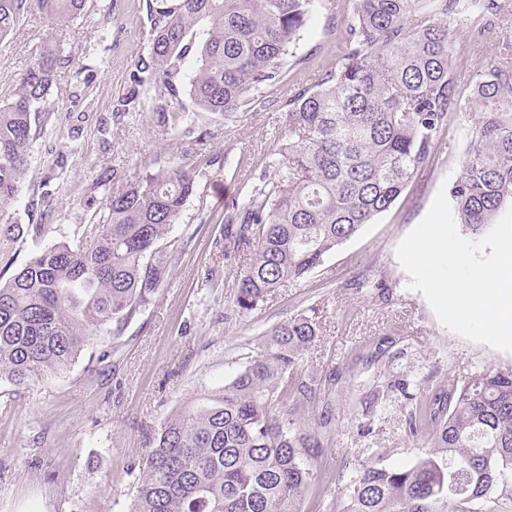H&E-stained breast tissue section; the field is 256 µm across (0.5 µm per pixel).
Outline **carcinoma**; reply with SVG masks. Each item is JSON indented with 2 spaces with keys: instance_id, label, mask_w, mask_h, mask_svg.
Segmentation results:
<instances>
[{
  "instance_id": "1",
  "label": "carcinoma",
  "mask_w": 512,
  "mask_h": 512,
  "mask_svg": "<svg viewBox=\"0 0 512 512\" xmlns=\"http://www.w3.org/2000/svg\"><path fill=\"white\" fill-rule=\"evenodd\" d=\"M312 0H145L151 42L139 64L158 98L179 94L186 61L191 106H158L175 141L203 114L238 118L280 85L288 47ZM347 0L335 61L317 84L297 82L284 98L280 146L251 188L224 201V257L255 248L239 272L233 305L256 309L285 283L302 285L324 258L388 210L426 168L456 119L463 70L454 30L471 17L494 27L498 0ZM58 31L94 0H0V38L32 7ZM484 47L471 76L477 118L450 195L459 223L478 234L512 202V34ZM69 63L44 45L14 96L0 105V264L42 224H18L9 208L52 112L46 98ZM197 169L174 162L140 180L105 187L97 221L78 239L39 251L8 278L0 274V380L23 386L58 373L94 340L121 336L170 275L159 244L195 194ZM315 317L300 312L264 333L260 353L224 387L174 413L152 440L129 512H300L321 452L318 433L277 406L314 399L298 375L315 345ZM409 435L432 451L410 466L378 460L359 467L336 512H475L512 498V368L448 380L445 393L416 406Z\"/></svg>"
}]
</instances>
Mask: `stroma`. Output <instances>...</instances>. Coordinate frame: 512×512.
<instances>
[{
    "mask_svg": "<svg viewBox=\"0 0 512 512\" xmlns=\"http://www.w3.org/2000/svg\"><path fill=\"white\" fill-rule=\"evenodd\" d=\"M74 20L62 43L70 62L58 68L48 95L56 110L33 147L27 180L10 209L15 221L48 220L26 239L15 267L80 232L100 209L102 170L132 182L172 158L195 168L203 155L229 156L238 167L197 179V194L168 235L172 277L108 358L89 345L64 372L17 387L0 381V512H128L151 437L186 403L221 389L261 349L264 332L291 315L316 308L319 337L299 372L319 386L297 416L323 442L302 512H329L346 498L359 464L381 458L407 466L424 453L406 420L426 397L484 368L512 367V353L469 341L445 328L421 295L408 287L396 249L424 218L441 186L452 185L467 146L471 114L447 130L429 166L394 204L327 256L299 288L284 287L247 314L232 312L237 274L253 258H224V210L216 194L232 192L275 152L280 110L255 108L239 121L211 115L189 155H179L153 105L154 87L137 85L150 26L143 0H117L112 17L101 6ZM346 0H313L291 44L285 83L315 84L336 56ZM50 22L30 10L0 38V102H6L43 45ZM94 46L85 55V46ZM137 109L115 110L130 95ZM366 276L383 288L353 289Z\"/></svg>",
    "mask_w": 512,
    "mask_h": 512,
    "instance_id": "1",
    "label": "stroma"
}]
</instances>
